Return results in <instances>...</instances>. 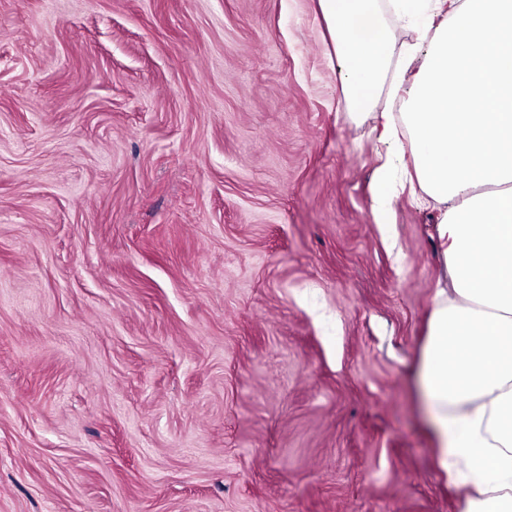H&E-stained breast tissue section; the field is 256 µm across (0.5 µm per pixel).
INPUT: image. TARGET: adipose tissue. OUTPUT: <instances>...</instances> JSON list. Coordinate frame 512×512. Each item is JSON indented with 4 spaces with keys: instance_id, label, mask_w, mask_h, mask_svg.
<instances>
[{
    "instance_id": "obj_1",
    "label": "adipose tissue",
    "mask_w": 512,
    "mask_h": 512,
    "mask_svg": "<svg viewBox=\"0 0 512 512\" xmlns=\"http://www.w3.org/2000/svg\"><path fill=\"white\" fill-rule=\"evenodd\" d=\"M422 60L400 113L379 106L394 30L379 0H319L342 85L410 151L421 191L444 205L449 286L433 297L420 387L440 468L468 487L461 512H512V0H405Z\"/></svg>"
}]
</instances>
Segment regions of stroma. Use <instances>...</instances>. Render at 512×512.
<instances>
[{
    "label": "stroma",
    "instance_id": "obj_1",
    "mask_svg": "<svg viewBox=\"0 0 512 512\" xmlns=\"http://www.w3.org/2000/svg\"><path fill=\"white\" fill-rule=\"evenodd\" d=\"M375 125L318 0H0V512H461Z\"/></svg>",
    "mask_w": 512,
    "mask_h": 512
}]
</instances>
